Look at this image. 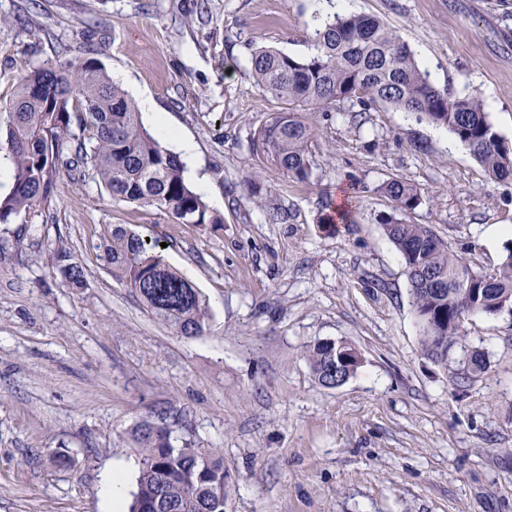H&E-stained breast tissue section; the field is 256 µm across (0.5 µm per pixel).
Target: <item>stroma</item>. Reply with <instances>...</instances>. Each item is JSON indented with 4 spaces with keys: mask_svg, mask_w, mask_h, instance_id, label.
Listing matches in <instances>:
<instances>
[{
    "mask_svg": "<svg viewBox=\"0 0 512 512\" xmlns=\"http://www.w3.org/2000/svg\"><path fill=\"white\" fill-rule=\"evenodd\" d=\"M333 0H0V101L30 67L93 53L132 99L147 95L193 145L220 228L178 224L61 169L41 215L0 225V512H107L102 477L136 489L142 418L218 449L226 512H512V314L473 315L484 373L455 388L425 358L404 266L378 222L380 185L416 184L411 221L474 268L501 262L512 185L489 181L445 128L384 105L318 116L315 165L298 181L252 152L283 105L250 52H311ZM381 18L439 89L478 96L512 140V0H345ZM357 188L349 224L322 221ZM286 211L274 223L268 206ZM166 241V261L210 299L186 338L155 319L100 260L114 226ZM66 249L87 286L66 288ZM345 340L362 363L321 386L305 357ZM466 349V350H467Z\"/></svg>",
    "mask_w": 512,
    "mask_h": 512,
    "instance_id": "1",
    "label": "stroma"
}]
</instances>
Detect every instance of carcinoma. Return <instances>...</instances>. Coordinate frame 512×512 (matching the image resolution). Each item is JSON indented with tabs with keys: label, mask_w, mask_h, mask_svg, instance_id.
<instances>
[{
	"label": "carcinoma",
	"mask_w": 512,
	"mask_h": 512,
	"mask_svg": "<svg viewBox=\"0 0 512 512\" xmlns=\"http://www.w3.org/2000/svg\"><path fill=\"white\" fill-rule=\"evenodd\" d=\"M314 52L294 57L260 48L251 53L253 76L274 99L288 104L272 112L253 135V150L288 177L304 181L313 170L312 142L317 113L367 112L383 104L444 127L473 156L486 176L512 184V142L493 128L476 96L452 97L424 74L414 52L381 19L334 14L315 30ZM11 169L12 186L0 195V224L32 215L48 200L57 169L66 165L102 184L124 202L151 206L178 224H222L185 176L179 154L161 145L143 124L137 105L94 58L77 64L33 68L13 97L0 107V161ZM379 192L391 211L379 223L400 254L423 355L448 365L449 352L465 341L472 314L512 313V245L491 273L475 269L449 249L427 225L408 220L422 190L400 178ZM162 239L149 240L115 226L102 245L103 259L158 321L186 338L207 330L209 302L188 275L170 266ZM56 266L69 288L86 286V273L60 248ZM349 346L344 341L340 343ZM335 341L316 342L306 358L318 382L336 387ZM485 369L472 352L457 378ZM141 467L129 512H224V459L184 440L171 442V429L150 419L129 431Z\"/></svg>",
	"instance_id": "cac0c4a2"
}]
</instances>
